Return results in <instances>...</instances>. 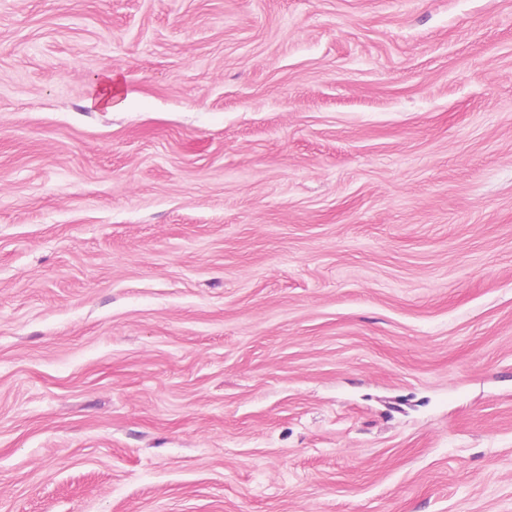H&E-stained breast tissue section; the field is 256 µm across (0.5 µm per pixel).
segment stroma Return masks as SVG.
<instances>
[{"label":"stroma","instance_id":"1","mask_svg":"<svg viewBox=\"0 0 512 512\" xmlns=\"http://www.w3.org/2000/svg\"><path fill=\"white\" fill-rule=\"evenodd\" d=\"M0 512H512V0H0Z\"/></svg>","mask_w":512,"mask_h":512}]
</instances>
